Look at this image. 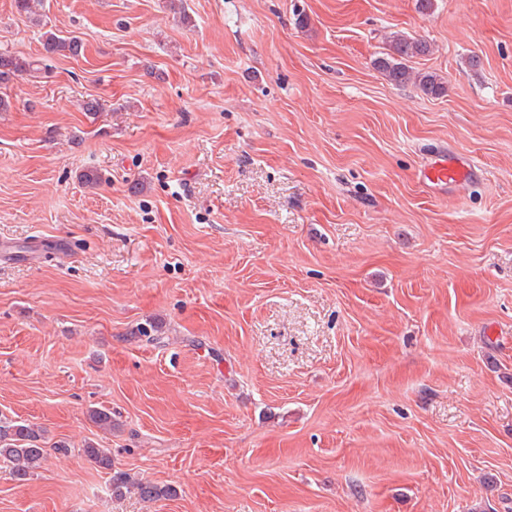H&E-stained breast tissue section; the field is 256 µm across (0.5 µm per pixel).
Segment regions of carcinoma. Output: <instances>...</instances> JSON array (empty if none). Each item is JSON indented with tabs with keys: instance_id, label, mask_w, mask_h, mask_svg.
Returning <instances> with one entry per match:
<instances>
[{
	"instance_id": "obj_1",
	"label": "carcinoma",
	"mask_w": 512,
	"mask_h": 512,
	"mask_svg": "<svg viewBox=\"0 0 512 512\" xmlns=\"http://www.w3.org/2000/svg\"><path fill=\"white\" fill-rule=\"evenodd\" d=\"M44 55L52 57L78 56L83 50L76 36L59 35L52 31L42 34ZM430 44L424 40L412 39L396 33L390 37L387 51L374 61V67L386 79L396 85H412L421 92L441 95L446 91L445 82L433 73L416 72L408 66L409 59L426 55ZM34 62L19 55L0 53V86L10 83L15 77L33 70ZM89 420L98 428L112 431V413L99 409L88 411ZM48 441L44 430L22 420L0 415V461L10 464L15 480L25 481L47 460ZM84 455L103 469H112L109 450L89 443L83 448ZM112 493L121 495L129 489L137 491L145 501L168 499L176 490L170 486H160L151 482L138 481L126 472H117L111 477Z\"/></svg>"
}]
</instances>
